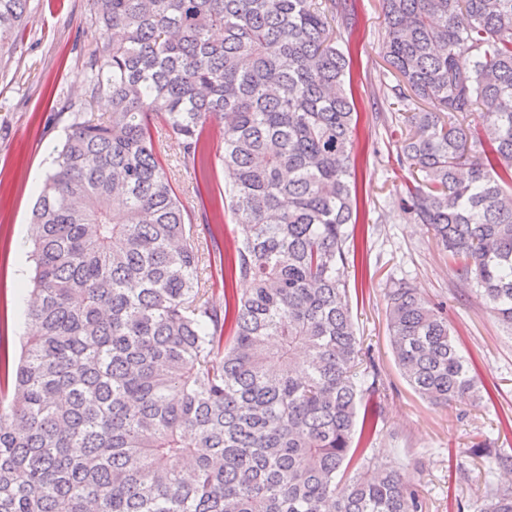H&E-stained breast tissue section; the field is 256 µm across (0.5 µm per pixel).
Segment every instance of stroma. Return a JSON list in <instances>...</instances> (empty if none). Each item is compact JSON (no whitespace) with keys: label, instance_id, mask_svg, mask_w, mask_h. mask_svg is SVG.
Instances as JSON below:
<instances>
[{"label":"stroma","instance_id":"1","mask_svg":"<svg viewBox=\"0 0 512 512\" xmlns=\"http://www.w3.org/2000/svg\"><path fill=\"white\" fill-rule=\"evenodd\" d=\"M357 19L354 94L359 223L348 258L351 318L384 387L372 445L397 456L404 482L417 485L425 512H477L491 460L487 448H512V333L498 323L475 285L462 281L432 234L404 213L400 198L408 180L396 162L391 135L396 78L382 53V0H353ZM93 0H30L22 39L0 50V349L17 364L25 339L27 289L34 274L31 213L46 174L71 123L66 102L88 118L108 116L107 98L88 100L85 49L98 39ZM161 162L193 224L203 255L200 278L210 301H224V273L212 255L235 220L217 211L224 192V139L212 127L207 180L195 181L166 127L155 136ZM405 277L421 297L444 303L462 355L472 362L488 394L435 406L422 399L395 363L386 321V292Z\"/></svg>","mask_w":512,"mask_h":512}]
</instances>
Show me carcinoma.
<instances>
[{
    "instance_id": "carcinoma-1",
    "label": "carcinoma",
    "mask_w": 512,
    "mask_h": 512,
    "mask_svg": "<svg viewBox=\"0 0 512 512\" xmlns=\"http://www.w3.org/2000/svg\"><path fill=\"white\" fill-rule=\"evenodd\" d=\"M29 0H0V47ZM405 213L512 330V0H383ZM87 97L35 203L26 341L0 393V512H424L376 429L346 243L357 223L349 0H94ZM161 113L195 177L224 138L237 217L224 305L155 150ZM248 281L240 294L232 284ZM422 398H483L443 304L388 289ZM494 449L478 512H512Z\"/></svg>"
}]
</instances>
